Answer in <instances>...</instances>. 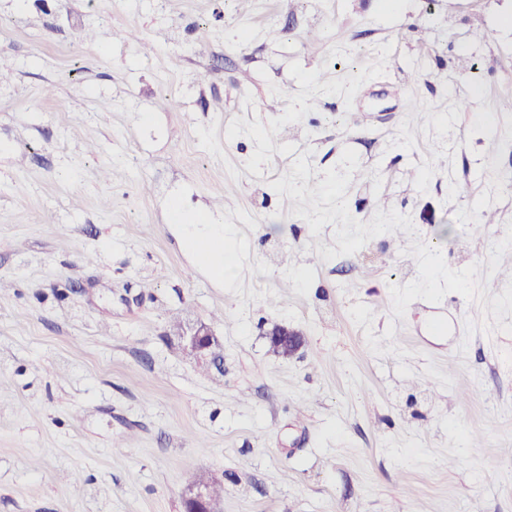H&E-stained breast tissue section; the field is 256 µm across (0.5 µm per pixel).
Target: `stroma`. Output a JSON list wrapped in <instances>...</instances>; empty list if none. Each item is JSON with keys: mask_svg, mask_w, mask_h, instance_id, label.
<instances>
[{"mask_svg": "<svg viewBox=\"0 0 512 512\" xmlns=\"http://www.w3.org/2000/svg\"><path fill=\"white\" fill-rule=\"evenodd\" d=\"M0 60V512H512V0H0ZM187 240L195 247L210 248L208 264L219 274L227 271V251H224L225 227L223 224H183ZM181 331L182 328L180 322L170 324V334L180 336ZM178 338L179 344L185 353L194 357L198 362L216 369L219 373H223V369L220 364L223 357L220 358L210 356L208 354V351L214 342V334L206 324L197 323L194 326H189L185 330V333ZM273 351L291 356L302 346L301 334L288 327V324H275L264 332ZM185 512H221L222 506L212 507L208 498L207 481L186 487L183 492Z\"/></svg>", "mask_w": 512, "mask_h": 512, "instance_id": "obj_1", "label": "stroma"}]
</instances>
